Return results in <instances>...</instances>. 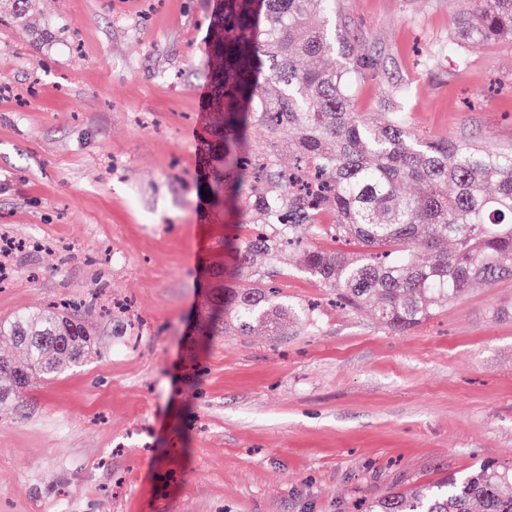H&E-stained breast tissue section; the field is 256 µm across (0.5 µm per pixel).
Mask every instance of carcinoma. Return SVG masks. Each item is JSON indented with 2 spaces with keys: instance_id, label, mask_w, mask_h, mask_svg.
<instances>
[{
  "instance_id": "cac0c4a2",
  "label": "carcinoma",
  "mask_w": 512,
  "mask_h": 512,
  "mask_svg": "<svg viewBox=\"0 0 512 512\" xmlns=\"http://www.w3.org/2000/svg\"><path fill=\"white\" fill-rule=\"evenodd\" d=\"M221 2L207 14L205 36V189L224 223L250 232L224 241L232 265L211 269L224 282L201 335L222 326L286 336L314 325L312 310L274 286L286 250L302 252L301 274L350 309L370 308L395 333L475 284L512 278V148L418 137L396 100L374 114L356 111L353 84L377 61L339 28L312 23L336 13L338 0ZM462 2L456 42L512 41V0ZM255 127L264 131L257 141ZM0 336L24 352L20 360L0 356V403L96 349L64 305L1 319ZM367 512H512V471L479 465L374 501Z\"/></svg>"
}]
</instances>
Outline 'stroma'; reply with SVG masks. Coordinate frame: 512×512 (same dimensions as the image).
I'll return each instance as SVG.
<instances>
[{"instance_id":"stroma-1","label":"stroma","mask_w":512,"mask_h":512,"mask_svg":"<svg viewBox=\"0 0 512 512\" xmlns=\"http://www.w3.org/2000/svg\"><path fill=\"white\" fill-rule=\"evenodd\" d=\"M460 0H340L413 131L512 147V44L445 51ZM202 0H32L0 23V318L66 300L97 345L0 405V512H364L369 501L512 469V279L407 333L284 254L317 325L203 338L201 266L244 228L199 191ZM467 59L458 67L457 55Z\"/></svg>"}]
</instances>
